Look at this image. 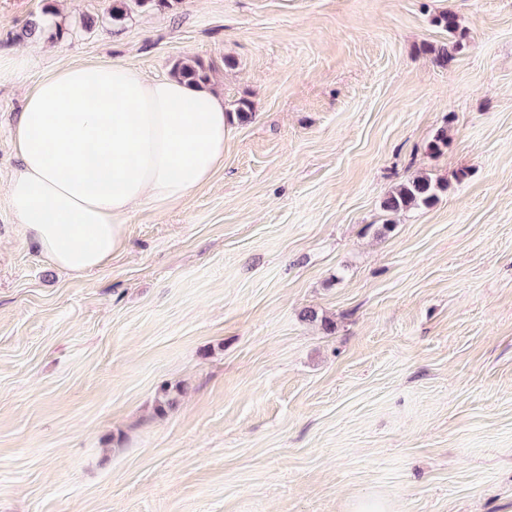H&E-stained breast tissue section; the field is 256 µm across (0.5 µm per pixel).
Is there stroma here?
I'll return each mask as SVG.
<instances>
[{"label":"stroma","instance_id":"obj_1","mask_svg":"<svg viewBox=\"0 0 512 512\" xmlns=\"http://www.w3.org/2000/svg\"><path fill=\"white\" fill-rule=\"evenodd\" d=\"M111 7L0 0V60L29 57L0 83V192L27 92L75 63L197 58L252 117L84 276L0 207V512H512V0ZM47 14L62 38L23 37ZM422 173L447 192L386 213Z\"/></svg>","mask_w":512,"mask_h":512}]
</instances>
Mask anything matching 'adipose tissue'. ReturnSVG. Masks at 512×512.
Masks as SVG:
<instances>
[{
    "instance_id": "adipose-tissue-1",
    "label": "adipose tissue",
    "mask_w": 512,
    "mask_h": 512,
    "mask_svg": "<svg viewBox=\"0 0 512 512\" xmlns=\"http://www.w3.org/2000/svg\"><path fill=\"white\" fill-rule=\"evenodd\" d=\"M227 122L204 86L114 62L65 67L17 116L6 208L57 268L83 276L122 248L135 211H165L213 179Z\"/></svg>"
}]
</instances>
